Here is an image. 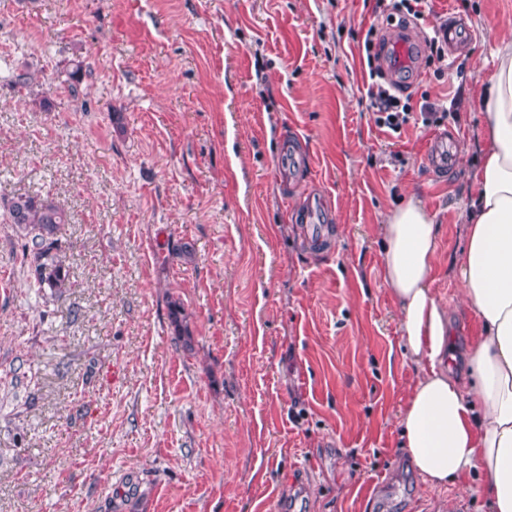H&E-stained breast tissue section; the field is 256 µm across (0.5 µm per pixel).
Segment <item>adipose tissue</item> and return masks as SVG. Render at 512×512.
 Listing matches in <instances>:
<instances>
[{
  "label": "adipose tissue",
  "mask_w": 512,
  "mask_h": 512,
  "mask_svg": "<svg viewBox=\"0 0 512 512\" xmlns=\"http://www.w3.org/2000/svg\"><path fill=\"white\" fill-rule=\"evenodd\" d=\"M479 109L482 163L475 197L460 207L458 280L480 325L466 357L469 384L448 373V313L430 288L438 226L415 197L396 202L381 225L379 257L419 369L399 415L406 452L431 484L477 477L490 512H512V34L496 42Z\"/></svg>",
  "instance_id": "obj_1"
}]
</instances>
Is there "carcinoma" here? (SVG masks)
Returning a JSON list of instances; mask_svg holds the SVG:
<instances>
[{
  "mask_svg": "<svg viewBox=\"0 0 512 512\" xmlns=\"http://www.w3.org/2000/svg\"><path fill=\"white\" fill-rule=\"evenodd\" d=\"M8 222L22 229L25 254L30 257L29 271L39 288L66 286L67 271L58 254L60 226L67 223L65 211L55 201L20 194L7 205Z\"/></svg>",
  "mask_w": 512,
  "mask_h": 512,
  "instance_id": "cac0c4a2",
  "label": "carcinoma"
}]
</instances>
